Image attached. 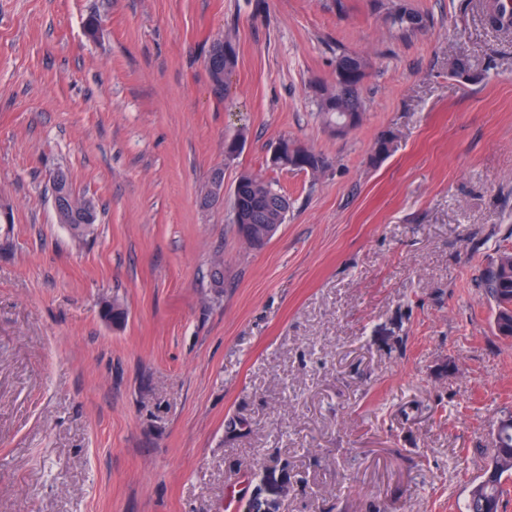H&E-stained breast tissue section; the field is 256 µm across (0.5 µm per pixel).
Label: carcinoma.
<instances>
[{
  "label": "carcinoma",
  "instance_id": "carcinoma-1",
  "mask_svg": "<svg viewBox=\"0 0 512 512\" xmlns=\"http://www.w3.org/2000/svg\"><path fill=\"white\" fill-rule=\"evenodd\" d=\"M388 17L391 25L402 35L415 32V27L408 18L415 17L419 23L424 18L414 10L400 9V4L394 2L388 7ZM312 89L318 91L314 99L318 112L325 123L334 127L343 122L350 112L363 114L364 101L361 90L341 89L335 85L329 87L317 82ZM243 182L240 200L246 206L256 211L254 239L247 241L251 247H261L266 244L262 239L264 224H283L288 213V198L273 184L262 176L245 172L240 175ZM81 212L80 223L70 225L79 237H84L93 231L97 220L95 208H78ZM480 287L491 305L494 314L496 332L500 336H512V251L504 250L484 270ZM512 425L497 430L494 436V449L487 468L473 484L469 495L463 502L462 512H499L505 495L512 490Z\"/></svg>",
  "mask_w": 512,
  "mask_h": 512
}]
</instances>
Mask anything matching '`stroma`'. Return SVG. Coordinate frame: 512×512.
Returning a JSON list of instances; mask_svg holds the SVG:
<instances>
[{
    "label": "stroma",
    "mask_w": 512,
    "mask_h": 512,
    "mask_svg": "<svg viewBox=\"0 0 512 512\" xmlns=\"http://www.w3.org/2000/svg\"><path fill=\"white\" fill-rule=\"evenodd\" d=\"M390 2L0 0V512H244L285 473L280 512H460L512 412L479 286L512 248V32L492 0H407L404 36ZM343 52L367 75L339 135L310 85ZM285 137L324 171L271 166ZM246 171L289 202L258 249L230 222ZM401 3L393 2L388 7V17L391 25L402 35H410L416 31L415 27L408 21V18L415 17L418 19L421 28L424 27L425 19L422 15L414 10H400ZM68 180H69L68 186H64V184H66L67 180L65 179L64 174L62 172H58V171H56L52 177V181L56 184V187H57V191L55 194L54 207L56 210L58 221L61 224H67V223L71 222L73 219L77 218V215L75 212L74 213L70 212L71 209H74V207L71 205L69 206L68 201H67L68 194H69V196L76 195L69 174H68ZM68 188H69V191H68ZM78 200H80V199H78Z\"/></svg>",
    "instance_id": "35a3bbf8"
}]
</instances>
